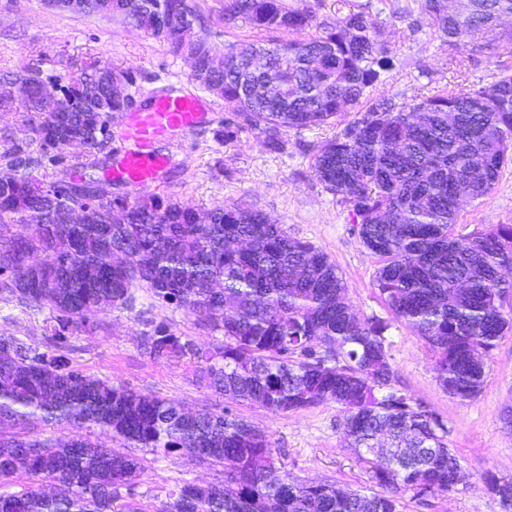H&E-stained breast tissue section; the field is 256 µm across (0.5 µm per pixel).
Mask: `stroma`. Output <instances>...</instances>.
I'll return each instance as SVG.
<instances>
[{
  "label": "stroma",
  "instance_id": "obj_1",
  "mask_svg": "<svg viewBox=\"0 0 512 512\" xmlns=\"http://www.w3.org/2000/svg\"><path fill=\"white\" fill-rule=\"evenodd\" d=\"M204 25L214 42L228 47L254 41L258 32L244 22L224 23V0H197ZM414 0H386L383 11H371L381 38L395 58L376 94L396 104L438 89L486 86L501 66L512 65V47L504 41L476 40L467 72L432 31L417 20ZM95 57L128 72L136 104L171 88L187 87L190 66L167 44L109 15H79L49 7L45 0H0V76L29 69L50 86ZM211 104L209 120L189 140L173 136L156 143L171 164L152 194L206 212L229 203L257 210L288 235L309 241L325 252L343 275L347 301L359 318L387 322L391 362L408 395L434 411L448 429L463 478L454 490L419 501L404 497L402 512H504L485 480H512V333L492 350L481 393L462 403L438 385L434 359L425 342L398 322L373 286L376 258L361 244L352 208L324 189L311 164L332 127L287 132L282 149H271L263 134L248 127L224 107L221 97L204 92ZM126 115L113 116L102 149L88 159L105 176L128 147ZM40 156L26 116L0 111V169L15 147ZM512 224V165L485 197L464 205L457 229L467 234L489 225ZM132 307L99 314L89 330L61 326L49 310L32 311L0 292V336H13L46 354L49 360L115 386L177 400L191 411L223 412L222 394L199 384L184 360H157L144 346L146 336L163 324L171 333L207 347L222 340L196 316L174 309L144 288L134 291ZM239 415L268 434L279 470L309 480H327L350 489L372 487L369 466L347 447L342 414L335 403L275 416L258 407L239 408ZM221 467L181 452L151 454L131 492L153 507L186 482L201 486L222 481Z\"/></svg>",
  "mask_w": 512,
  "mask_h": 512
}]
</instances>
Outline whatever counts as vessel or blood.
<instances>
[{"mask_svg": "<svg viewBox=\"0 0 512 512\" xmlns=\"http://www.w3.org/2000/svg\"><path fill=\"white\" fill-rule=\"evenodd\" d=\"M207 104L190 93L171 91L145 103L131 114L126 138L132 147L112 167V176L134 192L157 183L170 165L168 156L156 153V140L179 135L189 138L206 116Z\"/></svg>", "mask_w": 512, "mask_h": 512, "instance_id": "b4317fda", "label": "vessel or blood"}]
</instances>
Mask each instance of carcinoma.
<instances>
[{"instance_id": "cac0c4a2", "label": "carcinoma", "mask_w": 512, "mask_h": 512, "mask_svg": "<svg viewBox=\"0 0 512 512\" xmlns=\"http://www.w3.org/2000/svg\"><path fill=\"white\" fill-rule=\"evenodd\" d=\"M448 15L447 0H421L430 28L459 52L478 37L512 42L487 24L512 15V0H473ZM75 12L109 14L191 55L190 80L224 98L228 109L283 146L290 129L332 124L354 113L320 146L312 172L352 207L360 242L378 259L373 280L395 319L428 344L439 386L470 401L486 379L487 356L512 331V224L456 232L462 197L475 201L512 163V72L488 86L438 90L397 107L375 98L390 49L355 0H336V19H318L284 0H224V23L245 22L279 39L219 51L188 0H80ZM174 18L169 29L160 19ZM321 55L317 67L310 57ZM125 73L96 58L42 100L39 76H4L33 126L52 128L41 157L18 147L0 172V231L32 222L28 237L0 248V290L64 327L93 325L110 308L132 304V289L186 314L200 315L224 341L197 346L155 327V359H186L196 380L236 406L287 414L332 401L347 447L370 464L379 489L350 490L301 480L273 466L265 432L229 407L186 413L179 403L118 388L65 370L14 338L0 337V425L36 417L71 427L67 440L0 434V482L18 473L33 484L0 493V512H400L403 495L445 494L461 465L448 428L398 388L386 348L388 324L362 320L346 302L347 286L328 255L288 235L259 211L226 204L197 224L191 209L159 196L121 203L122 223L106 222L113 201L74 193L65 181L42 197L22 191L44 184L42 157L63 160L71 148L98 149L108 113L126 105L112 79ZM113 434L130 454L101 448L88 431ZM151 454L185 452L224 468V482H186L149 510L122 501ZM488 490L512 512V480L491 477Z\"/></svg>"}]
</instances>
